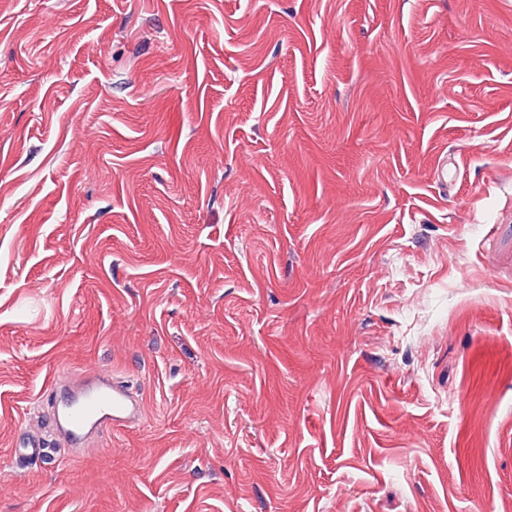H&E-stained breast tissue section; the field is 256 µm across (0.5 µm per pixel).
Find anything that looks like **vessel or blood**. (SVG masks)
Wrapping results in <instances>:
<instances>
[{
  "instance_id": "1",
  "label": "vessel or blood",
  "mask_w": 512,
  "mask_h": 512,
  "mask_svg": "<svg viewBox=\"0 0 512 512\" xmlns=\"http://www.w3.org/2000/svg\"><path fill=\"white\" fill-rule=\"evenodd\" d=\"M52 408L49 433L16 431L11 454L15 465L50 460L54 453L50 435L64 436L79 445L114 427H130L143 416V398L117 373L94 370L82 378L55 373L42 393Z\"/></svg>"
}]
</instances>
